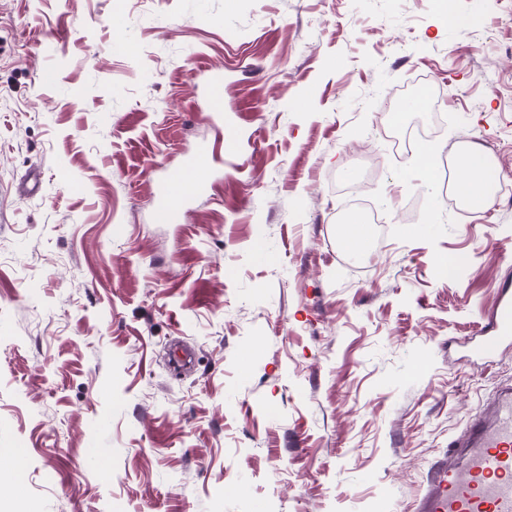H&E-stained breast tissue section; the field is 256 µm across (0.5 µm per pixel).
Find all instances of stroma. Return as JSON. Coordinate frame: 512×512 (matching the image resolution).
Wrapping results in <instances>:
<instances>
[{"label": "stroma", "instance_id": "1", "mask_svg": "<svg viewBox=\"0 0 512 512\" xmlns=\"http://www.w3.org/2000/svg\"><path fill=\"white\" fill-rule=\"evenodd\" d=\"M455 8L0 0V448L26 454L0 512H415L512 389V341L468 356L512 290V199L457 213L443 176L462 138L512 186V0ZM390 102L444 116L436 180ZM200 144L212 191L153 223L156 180ZM353 210L383 220L359 257ZM208 106L212 116L221 117L224 107V74L221 71L211 72L208 80ZM343 224H349L350 230L343 241L342 246L355 255H361L367 250L369 235L360 218L355 215L351 220L344 221Z\"/></svg>", "mask_w": 512, "mask_h": 512}]
</instances>
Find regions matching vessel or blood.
Returning a JSON list of instances; mask_svg holds the SVG:
<instances>
[{"instance_id": "1", "label": "vessel or blood", "mask_w": 512, "mask_h": 512, "mask_svg": "<svg viewBox=\"0 0 512 512\" xmlns=\"http://www.w3.org/2000/svg\"><path fill=\"white\" fill-rule=\"evenodd\" d=\"M208 106L212 116L224 107V74L211 72ZM214 155L208 146L196 148L180 167L166 171L155 186L153 219L158 224H181L185 205L211 187ZM489 335L477 349L493 355L500 342L512 338V297L500 301ZM459 463H443L428 477L417 512H512V391L499 394L489 413L470 425L463 439L453 441Z\"/></svg>"}]
</instances>
